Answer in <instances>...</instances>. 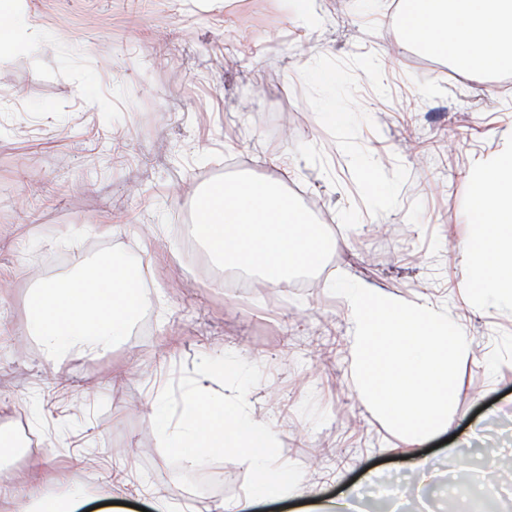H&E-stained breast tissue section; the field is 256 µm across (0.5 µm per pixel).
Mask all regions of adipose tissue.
I'll list each match as a JSON object with an SVG mask.
<instances>
[{
    "instance_id": "obj_1",
    "label": "adipose tissue",
    "mask_w": 512,
    "mask_h": 512,
    "mask_svg": "<svg viewBox=\"0 0 512 512\" xmlns=\"http://www.w3.org/2000/svg\"><path fill=\"white\" fill-rule=\"evenodd\" d=\"M412 24L417 42L450 52L466 67H512V0H424ZM467 179L477 207L472 235L461 252L475 269L476 300L512 303V142L496 154L478 157ZM133 283L129 267L109 260L86 265L66 279L46 281L30 299L23 330L36 336L44 360L55 366L104 355L138 318L142 300ZM216 371L231 381V396L209 386ZM255 377V369L235 353L205 355L183 394L180 415H173L165 393H157L149 404L161 445L174 455L176 479L189 478L215 448L228 463L252 473L253 486L225 503L224 512H254L264 499L306 495L278 454L279 426L255 422L249 412ZM88 498L84 485L61 478L49 492L16 498V512H76Z\"/></svg>"
}]
</instances>
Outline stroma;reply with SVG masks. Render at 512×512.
I'll return each mask as SVG.
<instances>
[{"label":"stroma","mask_w":512,"mask_h":512,"mask_svg":"<svg viewBox=\"0 0 512 512\" xmlns=\"http://www.w3.org/2000/svg\"><path fill=\"white\" fill-rule=\"evenodd\" d=\"M308 7L321 23L303 30L282 0H24L39 48L0 45V320L22 324L32 289L105 257L137 266L145 301L112 353L58 370L35 337H0V430L35 440L0 467V487L25 496L78 477L96 493L123 477L182 512H222L251 473L215 452L175 481L148 404L160 387L178 398L202 354L232 349L258 370L253 417L277 422L280 455L319 502L367 470L392 481L427 461L449 512H482L483 495L458 482L474 460L447 439L512 429V306L475 305L458 245L475 216L472 159L512 138V70L435 78L411 57L410 0ZM313 65L336 74L346 125L323 120ZM356 154L373 158L371 180ZM232 171L279 181L339 226L325 275L225 287L189 239L198 191ZM339 274L447 305L465 326L447 430L412 443L359 395L348 315L329 291Z\"/></svg>","instance_id":"1"}]
</instances>
